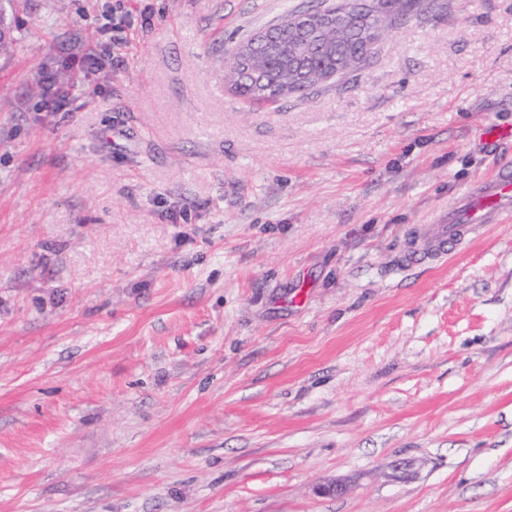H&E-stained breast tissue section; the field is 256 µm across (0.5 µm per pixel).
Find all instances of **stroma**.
Here are the masks:
<instances>
[{
	"label": "stroma",
	"mask_w": 512,
	"mask_h": 512,
	"mask_svg": "<svg viewBox=\"0 0 512 512\" xmlns=\"http://www.w3.org/2000/svg\"><path fill=\"white\" fill-rule=\"evenodd\" d=\"M318 2L9 8L0 512H512V215L400 265L512 163V0H426L302 98L225 85Z\"/></svg>",
	"instance_id": "35a3bbf8"
}]
</instances>
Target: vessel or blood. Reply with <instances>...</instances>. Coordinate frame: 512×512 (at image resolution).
Returning <instances> with one entry per match:
<instances>
[{"instance_id": "b4317fda", "label": "vessel or blood", "mask_w": 512, "mask_h": 512, "mask_svg": "<svg viewBox=\"0 0 512 512\" xmlns=\"http://www.w3.org/2000/svg\"><path fill=\"white\" fill-rule=\"evenodd\" d=\"M512 211V166H498L476 189L463 193L448 210V221L416 232L405 242L401 262L431 264L464 249L474 235Z\"/></svg>"}]
</instances>
